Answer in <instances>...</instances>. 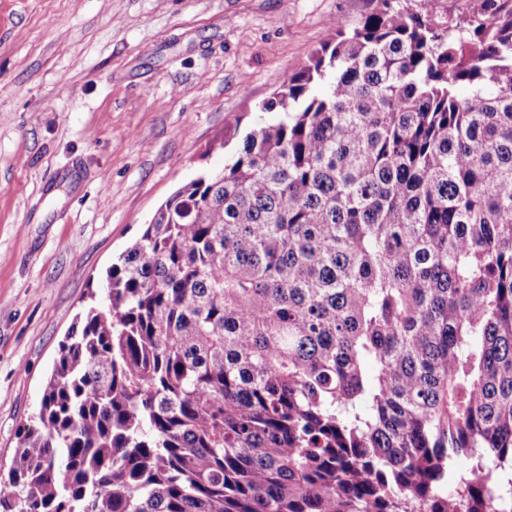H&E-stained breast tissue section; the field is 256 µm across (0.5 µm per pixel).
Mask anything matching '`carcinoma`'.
<instances>
[{
  "label": "carcinoma",
  "instance_id": "obj_1",
  "mask_svg": "<svg viewBox=\"0 0 512 512\" xmlns=\"http://www.w3.org/2000/svg\"><path fill=\"white\" fill-rule=\"evenodd\" d=\"M333 29L106 269L0 512H512V0Z\"/></svg>",
  "mask_w": 512,
  "mask_h": 512
}]
</instances>
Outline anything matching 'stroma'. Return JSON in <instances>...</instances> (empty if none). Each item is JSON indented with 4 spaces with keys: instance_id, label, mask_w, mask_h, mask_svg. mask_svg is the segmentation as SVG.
<instances>
[{
    "instance_id": "obj_1",
    "label": "stroma",
    "mask_w": 512,
    "mask_h": 512,
    "mask_svg": "<svg viewBox=\"0 0 512 512\" xmlns=\"http://www.w3.org/2000/svg\"><path fill=\"white\" fill-rule=\"evenodd\" d=\"M376 2L0 0V476L112 260Z\"/></svg>"
}]
</instances>
